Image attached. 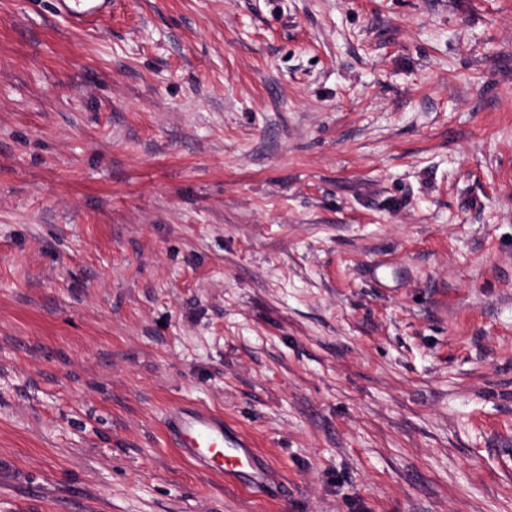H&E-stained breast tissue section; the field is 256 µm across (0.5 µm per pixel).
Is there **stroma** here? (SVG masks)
I'll return each instance as SVG.
<instances>
[{
  "instance_id": "1",
  "label": "stroma",
  "mask_w": 512,
  "mask_h": 512,
  "mask_svg": "<svg viewBox=\"0 0 512 512\" xmlns=\"http://www.w3.org/2000/svg\"><path fill=\"white\" fill-rule=\"evenodd\" d=\"M0 512H512V0H0ZM59 12L74 25H84L112 9V0H56ZM165 425L180 457L197 468L225 482H242L255 493L264 494L279 485L274 467L258 452L254 441L223 415L201 406L178 404L167 411Z\"/></svg>"
}]
</instances>
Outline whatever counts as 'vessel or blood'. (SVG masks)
Segmentation results:
<instances>
[{
	"label": "vessel or blood",
	"instance_id": "1",
	"mask_svg": "<svg viewBox=\"0 0 512 512\" xmlns=\"http://www.w3.org/2000/svg\"><path fill=\"white\" fill-rule=\"evenodd\" d=\"M59 12L82 25L110 12L112 0H56ZM165 425L180 457L227 482H240L256 493L276 487L275 469L253 440L223 415L201 406L169 408Z\"/></svg>",
	"mask_w": 512,
	"mask_h": 512
}]
</instances>
